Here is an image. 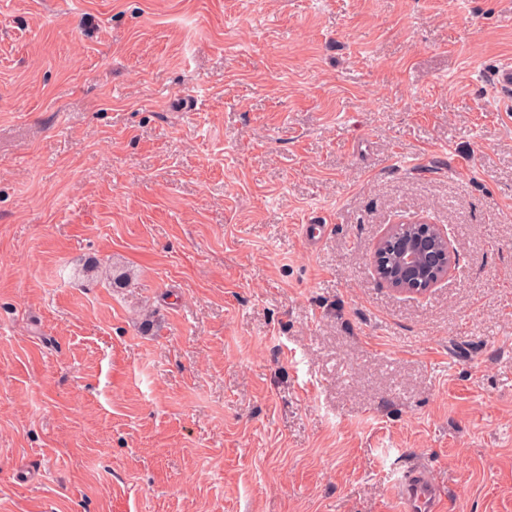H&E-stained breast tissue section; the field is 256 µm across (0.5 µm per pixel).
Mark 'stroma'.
Listing matches in <instances>:
<instances>
[{"label": "stroma", "mask_w": 512, "mask_h": 512, "mask_svg": "<svg viewBox=\"0 0 512 512\" xmlns=\"http://www.w3.org/2000/svg\"><path fill=\"white\" fill-rule=\"evenodd\" d=\"M505 59L512 0H0V512H512ZM491 87L498 92L504 102L512 99V62H503L492 70L489 76ZM400 224H392L388 231L380 238L371 257L375 277L378 283L403 295H422L437 287L448 278V272L459 267V256L449 248L448 234L441 224H426L422 232L429 228L430 234H421L404 240L397 249L396 268L386 267L380 262V254L387 247L389 241L396 236ZM429 236L441 238L445 242L444 259L433 254V245ZM438 261V264H434ZM427 274L422 286L414 287L409 277ZM438 487L425 467L416 466L395 487L397 512H438Z\"/></svg>", "instance_id": "obj_1"}]
</instances>
